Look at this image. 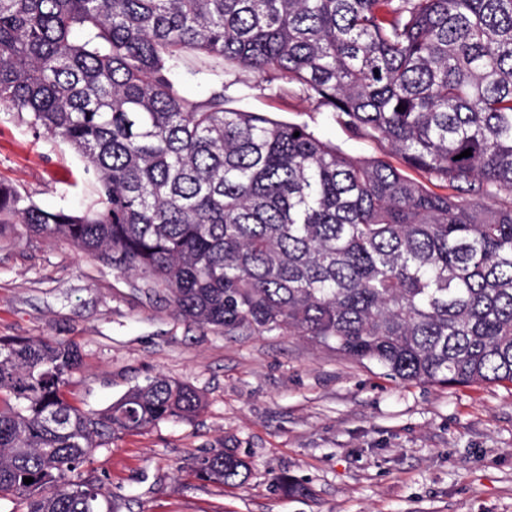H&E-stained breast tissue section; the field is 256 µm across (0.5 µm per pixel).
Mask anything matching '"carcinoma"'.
Segmentation results:
<instances>
[{
  "label": "carcinoma",
  "instance_id": "carcinoma-1",
  "mask_svg": "<svg viewBox=\"0 0 512 512\" xmlns=\"http://www.w3.org/2000/svg\"><path fill=\"white\" fill-rule=\"evenodd\" d=\"M189 54L214 76L202 101L173 79ZM241 72L405 168L228 107ZM0 107L95 176L81 212L0 182L1 225L107 259L224 333L288 332L402 381L512 384V0H0ZM81 359L0 338V500L25 512H111L84 475L94 451L203 408L155 376L82 410L64 392ZM192 472L238 486L249 465L226 449Z\"/></svg>",
  "mask_w": 512,
  "mask_h": 512
}]
</instances>
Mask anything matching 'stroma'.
<instances>
[{
	"instance_id": "stroma-1",
	"label": "stroma",
	"mask_w": 512,
	"mask_h": 512,
	"mask_svg": "<svg viewBox=\"0 0 512 512\" xmlns=\"http://www.w3.org/2000/svg\"><path fill=\"white\" fill-rule=\"evenodd\" d=\"M233 108L307 122L355 158L401 166L386 144L352 136L302 97L242 74ZM83 162L59 138L0 110V181L44 209L93 198ZM73 341L83 353L65 389L108 407L147 378L188 382L204 408L97 449L87 465L112 512H512V385L400 382L366 361L286 333L225 334L178 315L71 244L0 230V337ZM234 449L251 471L228 487L196 479L206 452ZM307 488L289 495L279 476Z\"/></svg>"
}]
</instances>
